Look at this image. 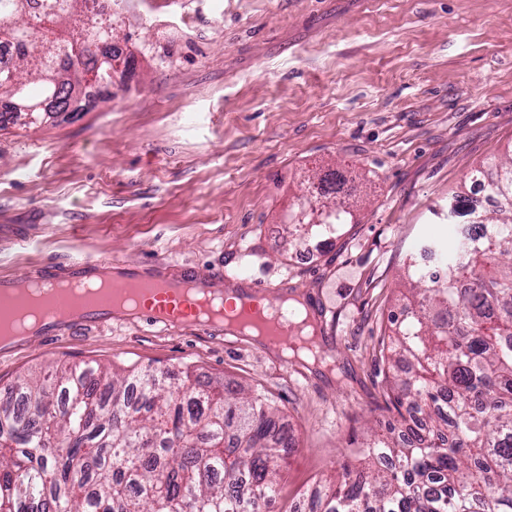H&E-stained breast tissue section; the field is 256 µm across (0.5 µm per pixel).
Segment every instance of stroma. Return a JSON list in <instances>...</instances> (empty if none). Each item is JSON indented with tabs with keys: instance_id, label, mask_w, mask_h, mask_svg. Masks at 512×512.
I'll return each instance as SVG.
<instances>
[{
	"instance_id": "1",
	"label": "stroma",
	"mask_w": 512,
	"mask_h": 512,
	"mask_svg": "<svg viewBox=\"0 0 512 512\" xmlns=\"http://www.w3.org/2000/svg\"><path fill=\"white\" fill-rule=\"evenodd\" d=\"M130 69L74 112L0 124V275L77 255L270 283L309 312L285 357L257 338L136 321L0 352V398L55 364L151 366L258 388L296 443L271 512H302L387 411L383 339L436 210L512 149V0H123ZM339 170L351 224L307 262L280 230ZM314 354L313 361L300 355Z\"/></svg>"
}]
</instances>
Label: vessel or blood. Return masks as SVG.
Returning a JSON list of instances; mask_svg holds the SVG:
<instances>
[{
    "label": "vessel or blood",
    "mask_w": 512,
    "mask_h": 512,
    "mask_svg": "<svg viewBox=\"0 0 512 512\" xmlns=\"http://www.w3.org/2000/svg\"><path fill=\"white\" fill-rule=\"evenodd\" d=\"M108 281L111 295L81 303L79 315L68 313L69 298L65 289L69 283ZM224 273L216 269L196 268L179 272L165 260L141 266L112 257L84 258L38 268L24 278L0 277V296H11L18 289L33 283L53 289L45 305L41 335L52 337L71 325L106 328L116 319L115 304L129 296H137L136 320L161 323L170 328L192 327L199 331L216 328V321L207 313L211 307L224 304L225 294H232L246 314L263 322L269 336L278 344L288 342L292 322L281 311L277 300L278 287L254 278L240 279L232 290H224Z\"/></svg>",
    "instance_id": "vessel-or-blood-1"
}]
</instances>
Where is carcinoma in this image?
I'll list each match as a JSON object with an SVG mask.
<instances>
[{"label":"carcinoma","mask_w":512,"mask_h":512,"mask_svg":"<svg viewBox=\"0 0 512 512\" xmlns=\"http://www.w3.org/2000/svg\"><path fill=\"white\" fill-rule=\"evenodd\" d=\"M0 0V25L24 26L20 7ZM89 0H42L38 25L70 29L43 58L26 37L0 82L15 74L18 94L66 102L71 83L43 78L60 70L106 74L100 43L112 35L85 24ZM82 41L83 53L71 54ZM474 177L502 200L474 211L467 197L448 199L445 220L466 218L486 232L453 246L439 244L447 269L424 275L409 256L407 299L413 312L396 326L394 379L387 409L421 402L410 439L362 450L366 471L341 465L321 486L320 512H512V153ZM304 224L288 223L296 243L339 237L352 214L309 200ZM277 407L242 384L202 385L185 374L172 385L149 368L55 365L19 379L0 399V512H256L275 500L281 449L292 438L275 427Z\"/></svg>","instance_id":"obj_1"}]
</instances>
